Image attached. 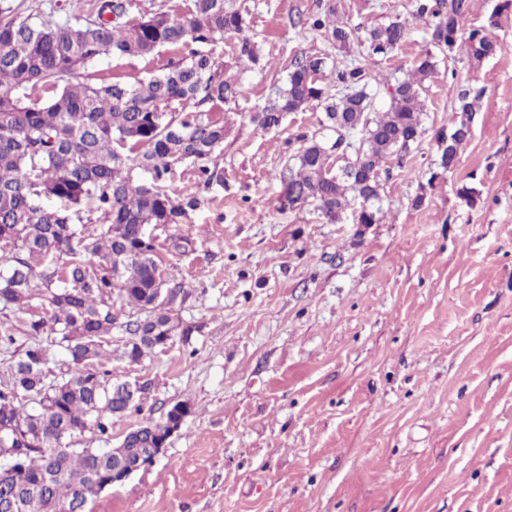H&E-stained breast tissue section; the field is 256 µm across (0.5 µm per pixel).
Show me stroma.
<instances>
[{"label": "stroma", "instance_id": "stroma-1", "mask_svg": "<svg viewBox=\"0 0 512 512\" xmlns=\"http://www.w3.org/2000/svg\"><path fill=\"white\" fill-rule=\"evenodd\" d=\"M358 38L400 19L408 35L373 66L402 76L434 51L410 0H337ZM262 59L238 71L232 39L214 47L242 94L219 158L223 185L201 190L193 249L172 256L157 227L169 309L194 326L139 363L114 337L113 378L146 385L141 412L113 420L112 441L174 403L191 412L162 454L89 512H512V15L482 60L434 51L423 84L425 132L380 183L378 224L326 223L315 206L282 207L281 172L309 107L261 129L251 115L297 52L323 36L293 19L319 0H238ZM105 58L95 78H143L173 57ZM480 92L456 166L438 172L435 134L451 129L461 89ZM474 191L473 201L459 191Z\"/></svg>", "mask_w": 512, "mask_h": 512}]
</instances>
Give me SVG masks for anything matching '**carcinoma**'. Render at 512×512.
<instances>
[{"label":"carcinoma","instance_id":"cac0c4a2","mask_svg":"<svg viewBox=\"0 0 512 512\" xmlns=\"http://www.w3.org/2000/svg\"><path fill=\"white\" fill-rule=\"evenodd\" d=\"M186 14L158 9L130 16V0H93L76 23H59L21 5L0 8V351L18 355L0 382V512H81L112 486V466L144 464L166 433V420L129 431L110 448L73 447L88 432L108 439L112 419L140 409L145 388L112 381L101 359L112 336L125 337L131 363L196 328L170 314L180 290L167 287L149 227L186 224L200 204L187 186L170 189L190 163L199 182L224 185L214 159L229 124L216 111L241 95L207 47L232 37L235 63L256 66L260 49L246 33L236 0H192ZM431 40L480 59L500 43L464 33L469 0H411ZM326 0L294 25L323 34L350 53L352 30ZM407 34L399 20L369 30V54L332 64L305 53L288 65L284 86L252 117L262 129L309 105L319 129L297 136L282 175L283 205L316 204L328 224L359 201L358 224L382 220L379 174L424 134L420 91L435 57L416 58L403 78L380 87L375 55L396 50ZM188 49L157 74L133 81H89L104 57L146 58ZM479 96L465 89L449 134L437 133V167L452 169L471 135ZM346 134L344 169L332 170L326 134ZM27 343L13 348L15 336Z\"/></svg>","mask_w":512,"mask_h":512}]
</instances>
